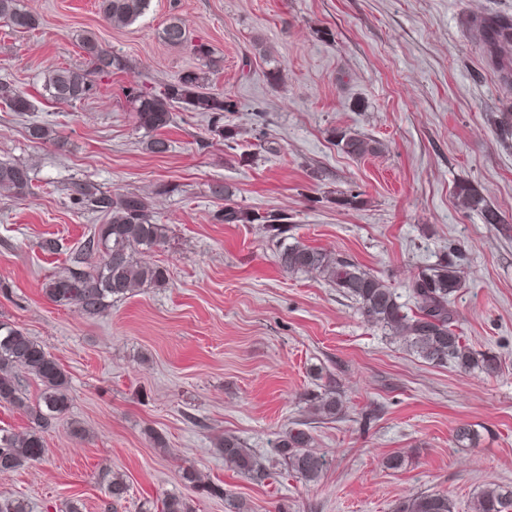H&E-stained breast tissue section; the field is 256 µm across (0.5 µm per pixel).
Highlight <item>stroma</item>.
<instances>
[{
	"label": "stroma",
	"mask_w": 512,
	"mask_h": 512,
	"mask_svg": "<svg viewBox=\"0 0 512 512\" xmlns=\"http://www.w3.org/2000/svg\"><path fill=\"white\" fill-rule=\"evenodd\" d=\"M21 3L40 24L17 33L0 21V81L35 109L0 105V162L28 165L34 188L19 198L0 191V320L60 363L71 405L43 430V461L0 474L1 502L161 512L177 494L194 512H230L233 499L251 512H392L399 499L445 492L455 512H473L485 486H512V136L499 127L512 90L473 32L478 18L512 20V0H151L124 28L104 19L98 0ZM173 16L186 24V45L161 37ZM88 35L123 69L96 77L82 101L45 97L49 70L86 67ZM197 41L219 62L212 88L236 104L224 121L238 146L210 135L207 116L181 111L165 131L169 152L148 153L125 91L207 69L191 51ZM273 68L277 87L265 78ZM33 123L56 140L30 139ZM339 130L374 140L377 154H344ZM78 181L146 197L168 227L166 243L141 256L166 268V284L95 317L43 291L104 221L74 204ZM217 181L234 186L236 204L288 213L290 237L359 263L407 306L418 271L454 254L465 276L451 301L455 325L500 357V372L428 364L324 280L284 272L258 225L215 220ZM464 186L501 223L465 206ZM351 195L356 204L343 205ZM50 239L58 251L43 250ZM17 381L24 404H0L4 433L30 431L27 409L40 401L37 378ZM330 387L345 414L315 422L309 398ZM300 423L327 460L314 482L278 465L246 476L216 447L234 435L270 460ZM463 424L473 445L455 440ZM394 454L403 468L387 467ZM187 471L223 497L184 485ZM116 472L130 486L118 503L107 492Z\"/></svg>",
	"instance_id": "35a3bbf8"
}]
</instances>
